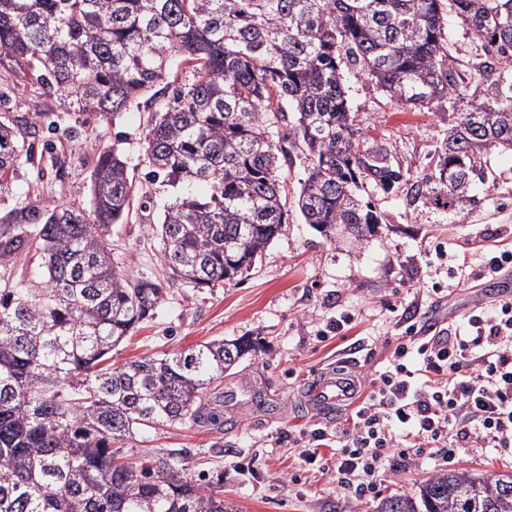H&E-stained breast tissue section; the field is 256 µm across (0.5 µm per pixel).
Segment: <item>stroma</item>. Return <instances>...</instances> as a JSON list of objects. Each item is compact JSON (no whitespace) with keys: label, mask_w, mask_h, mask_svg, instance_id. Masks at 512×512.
<instances>
[{"label":"stroma","mask_w":512,"mask_h":512,"mask_svg":"<svg viewBox=\"0 0 512 512\" xmlns=\"http://www.w3.org/2000/svg\"><path fill=\"white\" fill-rule=\"evenodd\" d=\"M448 52L465 75L463 95L487 98L512 86V68L491 83L473 69L475 40L455 16L445 18ZM351 107L362 120L368 144H382L411 176L434 171L437 148L458 114L447 103L402 112L375 83L356 70L345 73ZM39 86L0 76V123L23 119L39 128V144L0 184V217L34 204L52 209L67 204L90 208L94 153L117 148L136 176H143L147 108L102 122L59 109L47 110ZM51 151H42V143ZM475 201L456 214L412 200L406 192L377 194L382 233L364 244L339 235L327 240L305 224L295 201L308 172L300 150L282 170L288 222L263 253L257 268L236 285L196 291L171 286L157 316L143 323L113 353L122 363L149 354L182 349L212 338L259 339L258 352L227 372L223 390L251 382L265 405L245 401L225 411L223 425L161 426L124 444L126 454L176 453V468L187 477L224 480V499L236 512H376L381 496L411 493L417 482L440 472L441 459L423 453L412 466L396 465L376 479L378 494L354 501L337 485L335 471L305 464L299 439L317 419L298 404L304 380L329 364L347 359L364 379L382 371L402 340L406 322L418 329H460L485 306L492 252L512 249V151L489 149ZM155 204L138 208L112 228L108 246L120 273L161 275L160 238L152 232L168 187L154 184ZM46 272L31 253L0 261V289L44 287ZM350 315L343 337L324 338L331 322Z\"/></svg>","instance_id":"35a3bbf8"}]
</instances>
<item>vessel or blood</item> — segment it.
<instances>
[{"mask_svg": "<svg viewBox=\"0 0 512 512\" xmlns=\"http://www.w3.org/2000/svg\"><path fill=\"white\" fill-rule=\"evenodd\" d=\"M361 388L354 368L342 364L313 374L302 386L299 398L308 412L331 422L356 403Z\"/></svg>", "mask_w": 512, "mask_h": 512, "instance_id": "1", "label": "vessel or blood"}]
</instances>
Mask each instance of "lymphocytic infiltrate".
<instances>
[{
    "mask_svg": "<svg viewBox=\"0 0 512 512\" xmlns=\"http://www.w3.org/2000/svg\"><path fill=\"white\" fill-rule=\"evenodd\" d=\"M371 384L352 430L313 429L302 452L312 465L318 443L335 442L337 482L356 497L374 492L392 460L423 448L448 464L464 448L512 453V301L471 316L466 334L410 337Z\"/></svg>",
    "mask_w": 512,
    "mask_h": 512,
    "instance_id": "obj_1",
    "label": "lymphocytic infiltrate"
}]
</instances>
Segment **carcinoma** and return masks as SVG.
Returning <instances> with one entry per match:
<instances>
[{"label": "carcinoma", "mask_w": 512, "mask_h": 512, "mask_svg": "<svg viewBox=\"0 0 512 512\" xmlns=\"http://www.w3.org/2000/svg\"><path fill=\"white\" fill-rule=\"evenodd\" d=\"M449 14L481 42V76L512 67V0H0V69L102 121L172 90L145 132L148 183L172 190L153 231L173 281L213 288L252 272L288 221L285 143L309 159L297 207L327 237L377 235L372 194L403 185L450 213L471 202L487 150H512V95L471 96L434 172L411 183L385 147L365 145L344 83L358 70L414 110L454 100L463 78ZM174 63L188 79L171 89ZM287 108L294 121L276 137L271 118ZM35 135L0 123V178ZM193 183L207 193L184 192ZM90 192L89 211L28 205L0 218V259L34 249L47 270L36 292L0 293V512H235L224 480L185 478L164 455L124 461L120 444L157 425L217 422L204 399L252 342L112 364L166 291L120 274L108 250L135 198L151 201L117 150L96 152ZM376 512H512V470L441 472Z\"/></svg>", "instance_id": "cac0c4a2"}]
</instances>
